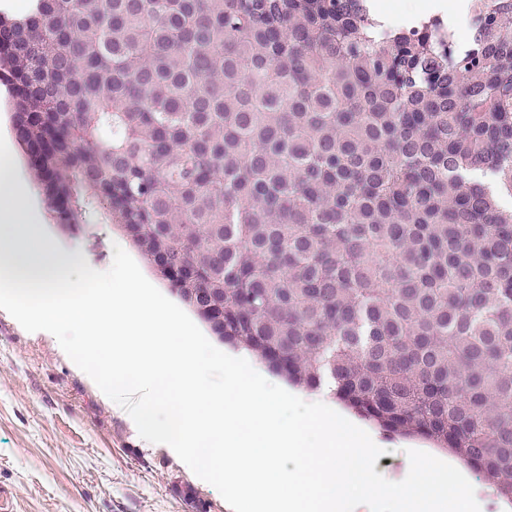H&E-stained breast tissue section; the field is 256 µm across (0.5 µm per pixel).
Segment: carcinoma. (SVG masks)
I'll return each instance as SVG.
<instances>
[{"instance_id": "carcinoma-1", "label": "carcinoma", "mask_w": 512, "mask_h": 512, "mask_svg": "<svg viewBox=\"0 0 512 512\" xmlns=\"http://www.w3.org/2000/svg\"><path fill=\"white\" fill-rule=\"evenodd\" d=\"M468 38L367 0L0 11L57 222L100 214L224 343L512 502V0Z\"/></svg>"}]
</instances>
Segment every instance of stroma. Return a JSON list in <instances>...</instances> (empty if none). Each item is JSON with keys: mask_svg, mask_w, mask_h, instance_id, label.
<instances>
[{"mask_svg": "<svg viewBox=\"0 0 512 512\" xmlns=\"http://www.w3.org/2000/svg\"><path fill=\"white\" fill-rule=\"evenodd\" d=\"M12 156L41 230L107 270L120 243L160 292L168 287L125 233L56 223L20 147ZM0 512H232L171 447L143 440L49 332H27L0 310Z\"/></svg>", "mask_w": 512, "mask_h": 512, "instance_id": "obj_1", "label": "stroma"}]
</instances>
